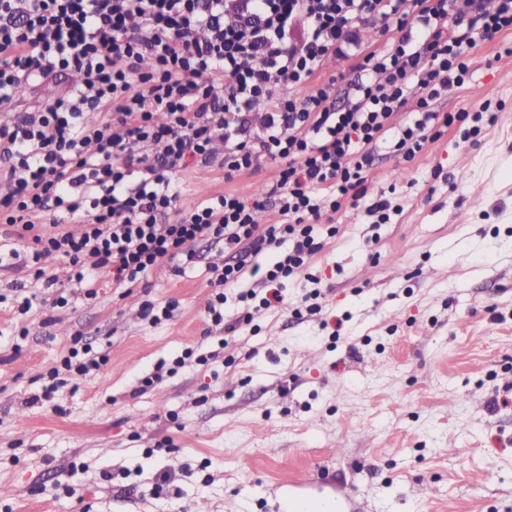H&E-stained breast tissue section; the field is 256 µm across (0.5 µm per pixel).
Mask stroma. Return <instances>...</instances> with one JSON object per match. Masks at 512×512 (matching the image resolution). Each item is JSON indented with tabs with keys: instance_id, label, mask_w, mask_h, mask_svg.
<instances>
[{
	"instance_id": "obj_1",
	"label": "stroma",
	"mask_w": 512,
	"mask_h": 512,
	"mask_svg": "<svg viewBox=\"0 0 512 512\" xmlns=\"http://www.w3.org/2000/svg\"><path fill=\"white\" fill-rule=\"evenodd\" d=\"M468 58L435 109L488 101L496 121L407 163L375 150L361 195L318 219L337 228L310 262L319 313L291 278L270 309L227 289L213 324L209 268L233 255L213 239L129 288L108 273L86 288L61 260L49 287L26 248L8 257L0 512H282L306 477L311 512L340 493L354 512H512V32ZM280 168L228 180L192 158L182 200L232 190L278 224ZM379 199L392 211L375 226ZM77 342L106 356L99 372L61 370Z\"/></svg>"
}]
</instances>
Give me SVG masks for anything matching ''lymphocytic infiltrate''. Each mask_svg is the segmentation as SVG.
I'll list each match as a JSON object with an SVG mask.
<instances>
[{"mask_svg":"<svg viewBox=\"0 0 512 512\" xmlns=\"http://www.w3.org/2000/svg\"><path fill=\"white\" fill-rule=\"evenodd\" d=\"M367 23L392 36L337 105L334 83L316 77ZM509 30L512 0L491 12L482 0H0V96L82 76L52 106L0 118V222L31 242L35 278L64 257L88 287L105 271L131 286L165 261L194 260L205 238L241 245L244 259L215 276L213 322L249 272L264 275L263 307L282 303L283 280L320 248L313 218L365 182L378 142L409 161L448 128L479 135L467 113L434 103L463 84L469 49ZM411 98V120L395 122ZM218 137L225 177L281 162L268 195L283 223L255 224L233 192L181 205L175 173L190 157L215 161Z\"/></svg>","mask_w":512,"mask_h":512,"instance_id":"1","label":"lymphocytic infiltrate"}]
</instances>
